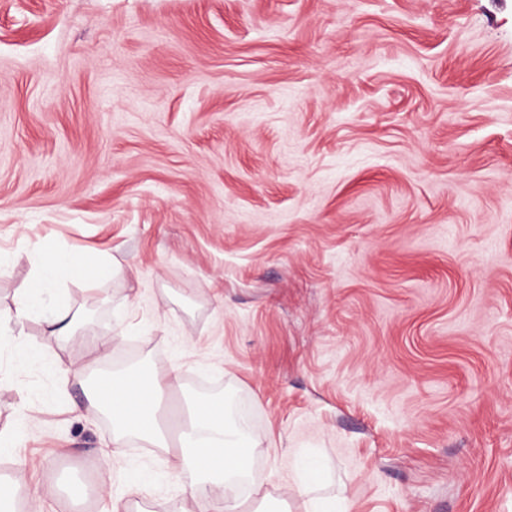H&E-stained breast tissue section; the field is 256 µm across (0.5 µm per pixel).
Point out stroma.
Masks as SVG:
<instances>
[{
    "label": "stroma",
    "mask_w": 512,
    "mask_h": 512,
    "mask_svg": "<svg viewBox=\"0 0 512 512\" xmlns=\"http://www.w3.org/2000/svg\"><path fill=\"white\" fill-rule=\"evenodd\" d=\"M58 252L119 268L0 345L17 502L198 512L59 359L224 399L271 507L314 458L350 512H512V0H0V310Z\"/></svg>",
    "instance_id": "1"
}]
</instances>
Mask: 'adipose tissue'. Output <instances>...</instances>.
<instances>
[{"label": "adipose tissue", "mask_w": 512, "mask_h": 512, "mask_svg": "<svg viewBox=\"0 0 512 512\" xmlns=\"http://www.w3.org/2000/svg\"><path fill=\"white\" fill-rule=\"evenodd\" d=\"M89 264L94 267V281L112 277L110 262L91 263L75 253L38 260L33 289L16 296L13 310L0 316V342L15 340L16 325L35 315L41 316L52 333L74 335L76 317L65 309L39 312L36 301L40 292L79 277ZM177 377V369L172 368L156 370L145 377L126 373L87 384L86 408L109 414L113 448L125 447L129 440L136 439L143 447L171 456L174 468L190 472L187 492L203 505L205 512H244L246 498L239 485L251 471L255 443L223 403L214 400L197 402L188 413L178 441H171L157 412Z\"/></svg>", "instance_id": "obj_1"}]
</instances>
